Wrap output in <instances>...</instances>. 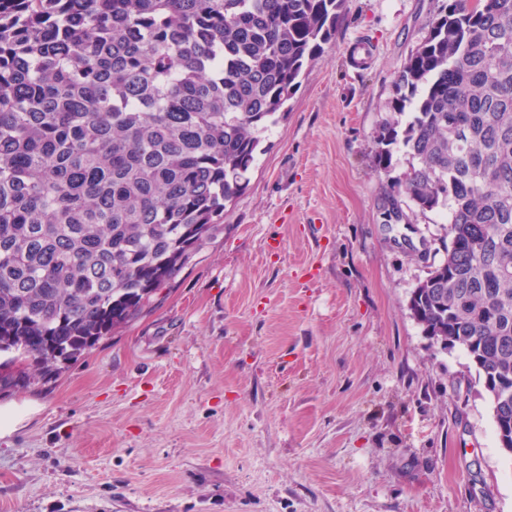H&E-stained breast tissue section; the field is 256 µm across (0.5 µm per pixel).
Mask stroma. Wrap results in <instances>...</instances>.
<instances>
[{"label":"stroma","mask_w":512,"mask_h":512,"mask_svg":"<svg viewBox=\"0 0 512 512\" xmlns=\"http://www.w3.org/2000/svg\"><path fill=\"white\" fill-rule=\"evenodd\" d=\"M448 0H344L244 194L125 328L0 390V512H512L461 347L409 309L448 211L384 224L398 71Z\"/></svg>","instance_id":"35a3bbf8"}]
</instances>
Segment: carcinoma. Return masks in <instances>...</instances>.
Listing matches in <instances>:
<instances>
[{
    "instance_id": "cac0c4a2",
    "label": "carcinoma",
    "mask_w": 512,
    "mask_h": 512,
    "mask_svg": "<svg viewBox=\"0 0 512 512\" xmlns=\"http://www.w3.org/2000/svg\"><path fill=\"white\" fill-rule=\"evenodd\" d=\"M343 0H0V388L138 317L245 191ZM381 223L448 209L424 332L512 380V0H448L396 77ZM411 106L412 117L399 116ZM484 390L495 426L512 397Z\"/></svg>"
}]
</instances>
